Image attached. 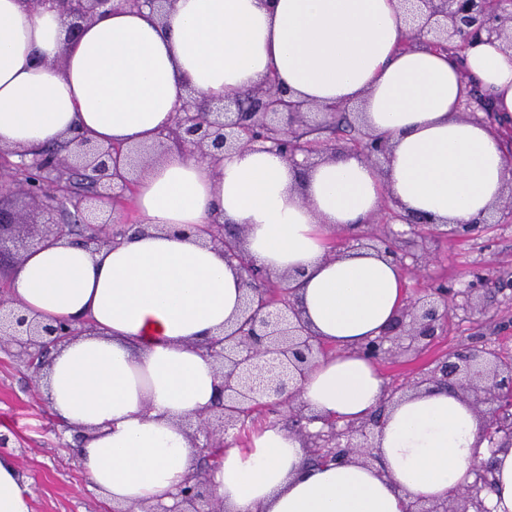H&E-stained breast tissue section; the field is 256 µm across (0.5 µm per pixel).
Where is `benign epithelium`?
<instances>
[{
  "label": "benign epithelium",
  "instance_id": "1",
  "mask_svg": "<svg viewBox=\"0 0 512 512\" xmlns=\"http://www.w3.org/2000/svg\"><path fill=\"white\" fill-rule=\"evenodd\" d=\"M52 1L62 16L72 19L68 38L79 37L83 26L120 5L163 9L174 0H28L37 10ZM406 13L408 29L399 49L418 44L433 47L453 42L469 45L487 37L504 40L512 49V0H399ZM347 110L344 105L323 108L327 120H310L303 104L288 97L277 79L269 75L259 85L245 92L224 96V111L216 112L201 105L195 92L188 94L176 112L170 127L159 133L157 142L144 148L120 145L101 146L79 134L66 142V152L52 147L27 157L24 151L8 152L0 148V182L17 186L32 204L54 212L66 205L86 212L85 232L73 236L65 224H50L37 242L22 247L23 254L36 249L50 237H72V242L87 249L115 245L127 231L109 217H101L97 202L108 197L106 187L133 190L134 175L145 167L146 157L162 154L175 146L195 155L200 161L218 167L224 156L259 146L277 151L289 165L308 167L312 160L336 157V121ZM360 156L364 162L383 171L392 154L389 138L366 129L349 139L343 148ZM383 219L394 224H432L425 216H411L399 209L394 197ZM25 209L9 211L0 206V253L15 245L14 228L27 223ZM204 243L224 250V259L235 265L248 293L236 321L225 326L224 333L205 344L206 354L218 366L217 396L212 405L197 416L196 432L189 435L199 460L207 463L217 458L214 450L224 449V437L212 428L211 417L220 422V430L241 426L260 407L286 406L292 416L304 419L305 405L299 400L301 383L316 363L328 356L327 345L309 329L293 299L288 284L290 275L272 276L257 270L246 260L241 227L214 221L195 230ZM493 288L502 293L512 288V281L501 276L478 275L473 289ZM448 289L439 286L429 298H419L400 308L382 335L368 343L363 352L377 361L392 355L385 343L405 336L421 351L447 326ZM82 330L60 321L44 324L24 313L18 306L6 307L0 298V349L12 344L27 353L35 369L47 363L50 349L78 336ZM423 389L446 386L459 396L482 419L481 440L496 454L506 443L512 444V422L499 405L512 401V360L495 350L470 346L456 351L424 373ZM395 392L384 396L383 404L370 417L337 429L330 420L327 429L308 436L315 444L309 449L312 462L362 463L375 458L372 439L380 427L384 412L394 400ZM489 406L482 412L481 405ZM475 479L466 489L443 502L412 503L409 512H491L482 496L481 483L494 480L493 461H483L474 468ZM217 495L201 470L193 471L180 487L170 508L143 506L140 512H224L214 508Z\"/></svg>",
  "mask_w": 512,
  "mask_h": 512
}]
</instances>
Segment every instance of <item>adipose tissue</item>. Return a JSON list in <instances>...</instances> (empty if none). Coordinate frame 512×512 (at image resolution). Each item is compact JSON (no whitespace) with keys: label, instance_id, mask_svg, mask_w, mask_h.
I'll return each mask as SVG.
<instances>
[{"label":"adipose tissue","instance_id":"adipose-tissue-1","mask_svg":"<svg viewBox=\"0 0 512 512\" xmlns=\"http://www.w3.org/2000/svg\"><path fill=\"white\" fill-rule=\"evenodd\" d=\"M397 0H175L166 19L120 7L67 41L59 11L0 0V147L36 152L73 132L104 144L155 142L185 88L207 101L275 74L308 107L361 104L393 145L385 173L344 154L298 173L276 152L248 150L219 167L171 149L138 180L139 223L117 246L92 251L47 241L18 266L13 297L40 320L92 325L51 352L52 412L85 436L76 452L113 506L171 502L193 472L181 426L209 407L218 377L203 345L237 311L244 284L221 250L189 229L213 218L242 225L254 263L296 275L297 304L336 352L307 375L302 401L342 422L369 416L384 383L360 348L402 301L391 258L325 255L329 227L356 228L383 189L405 211L468 224L499 200L507 177L487 122L459 118L462 70L512 115V50L490 38L448 54L398 50ZM43 59L33 65V56ZM480 418L439 389L405 397L374 441L380 462L314 465L285 430L222 451L209 474L226 512H404L473 481ZM492 512H512V448L493 455ZM0 512H33L25 477L0 454Z\"/></svg>","mask_w":512,"mask_h":512}]
</instances>
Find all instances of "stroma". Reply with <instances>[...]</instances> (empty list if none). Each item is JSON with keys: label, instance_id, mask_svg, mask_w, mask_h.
<instances>
[{"label": "stroma", "instance_id": "stroma-1", "mask_svg": "<svg viewBox=\"0 0 512 512\" xmlns=\"http://www.w3.org/2000/svg\"><path fill=\"white\" fill-rule=\"evenodd\" d=\"M399 233L397 247L406 260L401 268L405 300L416 299L444 285L454 290L448 328L428 351L437 359L466 345L486 346L512 356V303L502 296H468L475 273H512V222L491 226L477 237H448L437 231L400 228L381 223L377 233ZM428 253L427 267L412 258ZM393 349L395 363L379 364L388 389L407 393L422 374L411 365L413 349L401 338ZM28 477L34 512H112V506L91 487L72 444L47 404L46 376L34 374L16 348L0 350V438Z\"/></svg>", "mask_w": 512, "mask_h": 512}]
</instances>
